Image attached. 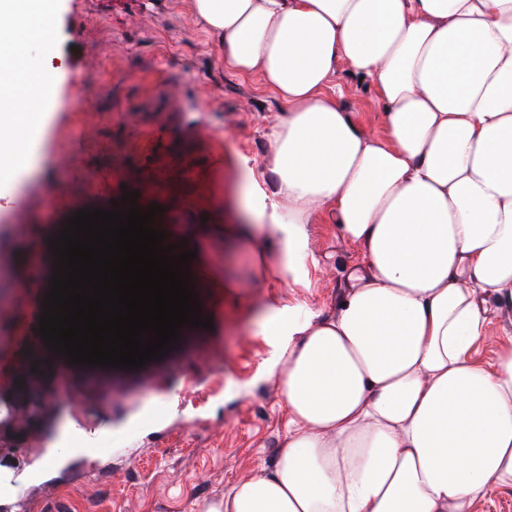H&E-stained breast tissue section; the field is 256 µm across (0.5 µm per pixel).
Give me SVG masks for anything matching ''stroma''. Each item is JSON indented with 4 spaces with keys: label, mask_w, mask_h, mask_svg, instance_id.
<instances>
[{
    "label": "stroma",
    "mask_w": 512,
    "mask_h": 512,
    "mask_svg": "<svg viewBox=\"0 0 512 512\" xmlns=\"http://www.w3.org/2000/svg\"><path fill=\"white\" fill-rule=\"evenodd\" d=\"M48 33L26 36L25 58L55 89L34 133L30 172L0 185V512H198L275 464L285 408L270 366L279 337L267 310H330L359 248L326 219L308 225L321 265L304 288L292 277L255 285L251 256L198 234L212 202L239 209L240 157L260 168L279 102L258 77L225 71L189 0H52ZM340 103L362 130L384 129L377 91L345 65ZM170 243L197 252L191 282L211 328H194L139 369L71 364L48 383L42 411L15 422L27 395L16 367L41 343L39 319L54 274L51 227L82 209H110L124 192ZM44 272L30 276L32 254ZM235 288H212L208 272ZM54 453L51 474L38 462Z\"/></svg>",
    "instance_id": "stroma-1"
}]
</instances>
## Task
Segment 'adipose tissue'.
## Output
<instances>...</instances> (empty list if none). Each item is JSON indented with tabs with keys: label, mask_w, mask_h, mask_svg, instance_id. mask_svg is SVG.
Returning <instances> with one entry per match:
<instances>
[{
	"label": "adipose tissue",
	"mask_w": 512,
	"mask_h": 512,
	"mask_svg": "<svg viewBox=\"0 0 512 512\" xmlns=\"http://www.w3.org/2000/svg\"><path fill=\"white\" fill-rule=\"evenodd\" d=\"M190 2L225 70L282 106L263 168L238 164L246 217L212 232L261 283L310 287L316 212L360 249L334 312L266 317L287 437L273 469L200 512H473L512 489V336L473 355L487 296L512 307V0ZM45 4L0 0V174L30 167L54 87L24 80ZM341 61L375 85L382 135L342 108Z\"/></svg>",
	"instance_id": "ef3b65f1"
}]
</instances>
